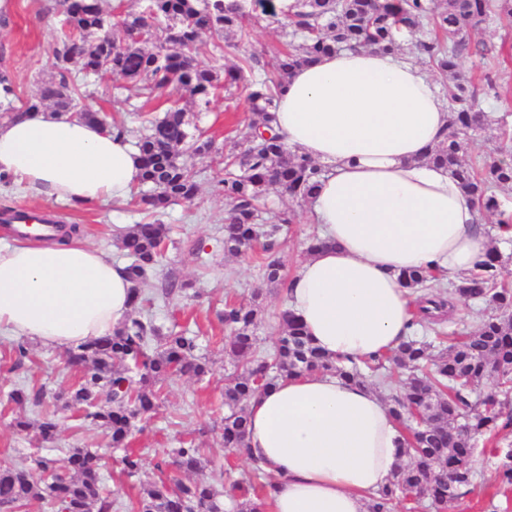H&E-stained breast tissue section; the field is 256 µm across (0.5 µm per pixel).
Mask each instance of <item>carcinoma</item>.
I'll return each mask as SVG.
<instances>
[{
  "mask_svg": "<svg viewBox=\"0 0 512 512\" xmlns=\"http://www.w3.org/2000/svg\"><path fill=\"white\" fill-rule=\"evenodd\" d=\"M68 25L60 28L54 56L58 79L44 84L37 97L21 108L13 106L14 83L0 71L3 114L13 118L45 104L64 113L73 112L84 92L71 79V64L99 81L130 80L150 97L166 105L164 116L146 119V133L136 142L142 170L139 190L133 192L142 210L158 213L177 201L192 202L199 185L189 158H205L220 151L210 139L187 128L180 102L191 101L207 112L222 89L235 86L244 72L259 74L250 81L248 101L262 124L270 129L275 102L294 69L341 49L370 48L406 51L429 60L448 79L445 92L450 114L449 133L433 161L450 170L460 188L474 197L482 210L498 216L497 226H512V213L502 207L496 188H512V164L507 153L491 156L477 168L464 160L468 146L483 130L479 97L494 89L489 74L481 82L461 74L465 56L486 58V49L472 43L470 31L478 20L495 13L512 18V0H294L287 20L301 41L275 56L254 50L243 65L218 72L197 59L203 39L227 38L257 23L259 16L234 0H144L139 13L104 11L101 0H60ZM224 165L212 184L229 209L224 217V251L240 253L258 244L265 255L263 276L272 285L284 282L278 256V237L288 231L294 213L274 214L270 223H257L263 197L279 187L298 203L308 201L325 173L309 157L287 148L277 134L253 135L239 150L222 157ZM167 244L164 225L137 224L120 240V250L131 259L126 273L133 283V308L150 309L153 298L144 294L146 283ZM504 260L495 250L476 270L451 284L448 298H482L491 307L474 332L453 340L448 349L432 352V345L407 337L395 352L361 360L332 361L314 347L303 325L291 314L283 316L284 330L272 351L257 349L256 330L261 305L257 296L229 300L219 313L228 340L224 351L237 360L236 370L224 383V403L229 412L221 422L224 447L237 455L248 451V403L285 376L326 372L355 384L368 382L363 369L385 370L382 384L399 388L390 397L391 411L404 432L407 462L389 483L371 497L367 512H394L424 497L434 512H447L448 501L461 495L475 478L474 440L494 437L512 426V286L499 282ZM402 283L415 292L432 287L438 275L429 270L402 272ZM190 285L168 281L157 296L167 300L182 296ZM446 298V299H448ZM438 296L430 303L446 304ZM67 365L78 380L74 389L59 395L63 407L83 412L90 425L107 432L114 448L124 449L122 472L136 478L143 457L130 448L136 422L156 413L157 385L175 376L201 378L209 371L206 357L198 353L195 339L185 332L163 330L149 316L128 318L112 335L95 338L68 350ZM494 378L498 391L480 396L478 389ZM18 413L13 427L21 433L36 429L45 442L55 438L54 415L41 414L32 423L26 408L39 407L41 394L27 388L11 391ZM156 465L158 480L143 488L131 512H224L221 493L204 481H184L171 474L203 464L202 449L182 440L167 448ZM500 481L512 485V448L502 451L497 466ZM272 482L255 465L232 484L237 512H263ZM32 501L52 512H112L115 503L102 483L96 451L71 448L65 458L38 456L31 464L0 466V509L18 512Z\"/></svg>",
  "mask_w": 512,
  "mask_h": 512,
  "instance_id": "1",
  "label": "carcinoma"
}]
</instances>
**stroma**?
Listing matches in <instances>:
<instances>
[{
  "label": "stroma",
  "mask_w": 512,
  "mask_h": 512,
  "mask_svg": "<svg viewBox=\"0 0 512 512\" xmlns=\"http://www.w3.org/2000/svg\"><path fill=\"white\" fill-rule=\"evenodd\" d=\"M51 6L52 0H11L8 11L0 12V70L9 71L16 93L23 100L57 76L52 47L60 16L52 12ZM287 32L284 18L269 17L253 28L248 42L240 49L228 51L222 58L208 42L200 47L199 58L221 66L228 61L238 62L242 55L254 49L272 55L287 42ZM471 40L487 47L491 59L485 62L470 56L465 58L463 68L466 74L478 78L485 71H492L495 88L481 101L482 110L492 122L481 132L478 145L467 150L465 159L469 162L498 146L501 130L512 133V21L495 15L488 17L472 29ZM85 105L107 122L124 125L134 137L143 133L146 115L163 114L162 108L148 100L137 85L124 81L97 84ZM185 119L190 128L204 131L217 147L225 149L230 142L246 141L252 114L245 97L223 93L214 99L209 111L186 108ZM195 168L200 173V192L195 201L174 203L158 217L169 230V241L144 291L153 294L162 281L171 278L193 282L201 291V298L195 301L156 300L152 314L157 324L166 327L175 324L197 336L200 352L209 361V373L199 379L182 376L163 383L156 416L144 423L142 431L135 433L131 441L132 448L143 454L147 466L140 478L130 479L122 473L121 453L111 447L106 433L82 424L73 410L62 408L55 400L56 394L66 391L75 380L64 362L65 348L31 344L29 362L16 370L12 367L13 340L0 336V466L29 458L39 446L35 438L17 433L11 426L14 405L9 402L8 394L22 385L44 390L46 408L57 413L60 428L54 442L56 448L98 449L101 473L115 502L113 512H127L128 504L139 497L141 484L156 479L152 463L157 453L177 446L183 439L195 440L203 450L205 466L198 473L200 479L221 487L247 471L246 461L229 454L214 430L224 416V379L234 370L233 361L224 352V327L217 314L227 299L261 293L262 321L256 335L259 350L265 353L283 329L281 313L287 296L285 291L264 280L260 249L238 255L225 252L226 205L212 190L215 168L207 158L196 160ZM265 204L268 210H290L295 214L281 246L285 272L294 276L319 228L310 216L308 204L294 202L278 189H269ZM16 207L40 211L58 223L77 226L75 242L97 248L117 263L123 260L118 247L121 232L149 219L147 213L127 198L73 204L35 195L13 185L1 186L0 211ZM475 468L473 485L449 502L448 512H512V487L498 482L491 447L478 445Z\"/></svg>",
  "instance_id": "1"
}]
</instances>
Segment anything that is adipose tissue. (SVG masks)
I'll list each match as a JSON object with an SVG mask.
<instances>
[{
	"label": "adipose tissue",
	"instance_id": "ef3b65f1",
	"mask_svg": "<svg viewBox=\"0 0 512 512\" xmlns=\"http://www.w3.org/2000/svg\"><path fill=\"white\" fill-rule=\"evenodd\" d=\"M447 124L436 84L400 55L341 50L296 70L279 95L276 133L327 170L311 203L323 245L287 300L324 354L394 350L414 300L399 273L460 275L484 259L477 201L426 159ZM0 173L89 203L126 197L140 160L99 125L41 109L0 123ZM130 288L122 265L82 244L0 245V335L60 347L111 335ZM248 413L251 457L273 477L266 512H367L401 462L388 405L332 375L284 378Z\"/></svg>",
	"mask_w": 512,
	"mask_h": 512
}]
</instances>
